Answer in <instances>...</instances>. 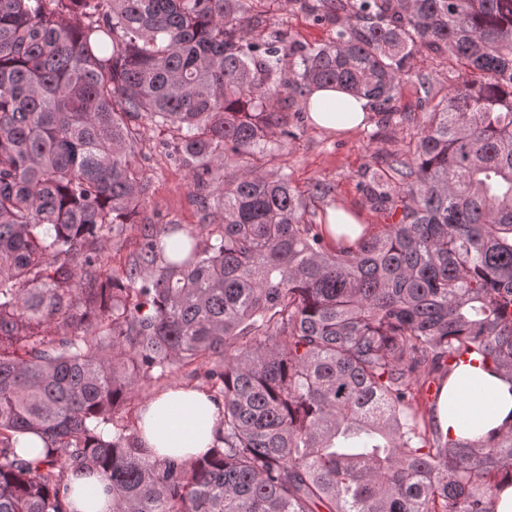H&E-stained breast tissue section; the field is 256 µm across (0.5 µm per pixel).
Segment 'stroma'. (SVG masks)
Returning a JSON list of instances; mask_svg holds the SVG:
<instances>
[{
	"mask_svg": "<svg viewBox=\"0 0 512 512\" xmlns=\"http://www.w3.org/2000/svg\"><path fill=\"white\" fill-rule=\"evenodd\" d=\"M247 17L258 34L280 30L293 40L311 45L324 43L330 37L329 30L315 24L299 0H256ZM465 78L464 68L455 61L419 54L410 76L400 87L397 107L404 117L403 123H382L378 113L372 111L364 127L338 132L318 128L309 119H302L295 139L274 136L272 159L265 171L273 178L288 174L292 186L310 197L316 222H323L330 209L343 206L356 210L362 223L380 226L386 223V215L371 207L360 187L367 168L381 167L391 156L407 152L410 141L417 136L421 116L418 101L424 86H431L434 94L442 97ZM139 125L146 153L142 164L150 179V189L131 228L108 244L106 259L117 271L135 258L145 225L175 221L195 231L205 222L191 175L169 158L173 142L166 128L146 118L140 119ZM319 184L327 185L328 194L316 193ZM209 369V364L196 362L167 377L140 383L126 407L124 420L134 421L144 403L169 388L206 387Z\"/></svg>",
	"mask_w": 512,
	"mask_h": 512,
	"instance_id": "stroma-1",
	"label": "stroma"
}]
</instances>
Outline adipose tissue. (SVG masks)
Masks as SVG:
<instances>
[{
  "label": "adipose tissue",
  "instance_id": "obj_1",
  "mask_svg": "<svg viewBox=\"0 0 512 512\" xmlns=\"http://www.w3.org/2000/svg\"><path fill=\"white\" fill-rule=\"evenodd\" d=\"M309 105L313 124L327 130L354 129L368 114L365 98L338 88L315 90ZM436 416L450 437H487L512 422V386L481 364L459 366L446 382ZM223 421V402L189 386L171 388L141 407L139 443L148 459L190 463L217 445ZM65 484L69 512H112V493L95 469H72Z\"/></svg>",
  "mask_w": 512,
  "mask_h": 512
}]
</instances>
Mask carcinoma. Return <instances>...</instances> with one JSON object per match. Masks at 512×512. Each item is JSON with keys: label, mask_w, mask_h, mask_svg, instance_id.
Here are the masks:
<instances>
[{"label": "carcinoma", "mask_w": 512, "mask_h": 512, "mask_svg": "<svg viewBox=\"0 0 512 512\" xmlns=\"http://www.w3.org/2000/svg\"><path fill=\"white\" fill-rule=\"evenodd\" d=\"M248 2L0 0V512H67L85 465L112 512H495L512 485V424L453 439L422 394L473 354L512 383V0H303L318 46L249 36ZM423 51L472 78L425 91L412 150L363 183L391 222L333 243L263 174L271 127L292 136L267 102L339 85L390 120ZM143 116L221 223L163 224L115 271ZM213 358L220 446L144 458L117 411ZM20 456L29 461L40 460L44 457V443L37 435L27 432L17 435V445Z\"/></svg>", "instance_id": "cac0c4a2"}]
</instances>
